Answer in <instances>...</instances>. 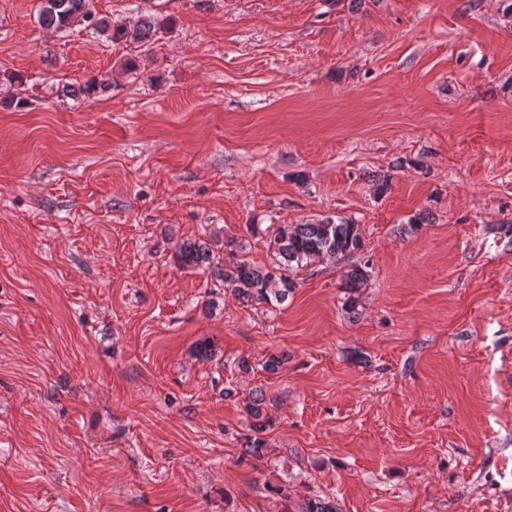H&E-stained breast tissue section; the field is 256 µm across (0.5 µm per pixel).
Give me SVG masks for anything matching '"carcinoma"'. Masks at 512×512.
Wrapping results in <instances>:
<instances>
[{
	"instance_id": "carcinoma-1",
	"label": "carcinoma",
	"mask_w": 512,
	"mask_h": 512,
	"mask_svg": "<svg viewBox=\"0 0 512 512\" xmlns=\"http://www.w3.org/2000/svg\"><path fill=\"white\" fill-rule=\"evenodd\" d=\"M90 0H44L38 16L39 23L46 28L63 30L78 23H91L93 30L113 41H125L146 48L164 30L160 20L145 15L130 25H112V21L94 19L88 8ZM232 259L216 262L210 247L200 241H186L180 245L177 262L181 268L205 269L212 278L222 283L224 290L243 303L257 302L274 308L282 306L295 288L291 278L293 271L317 258L336 262L358 252L363 247L359 225L342 221L335 223L325 219L314 224L281 225L277 228L270 246L276 261L269 268L255 265L237 257L242 245L228 243ZM367 271L353 265L345 276L348 305L355 307V294L366 285ZM270 402L263 390H254L244 403L253 435L247 438L241 455L261 460L265 456L266 441L262 433L270 429L273 419L269 413ZM287 512H338L336 503L326 499L311 498Z\"/></svg>"
}]
</instances>
